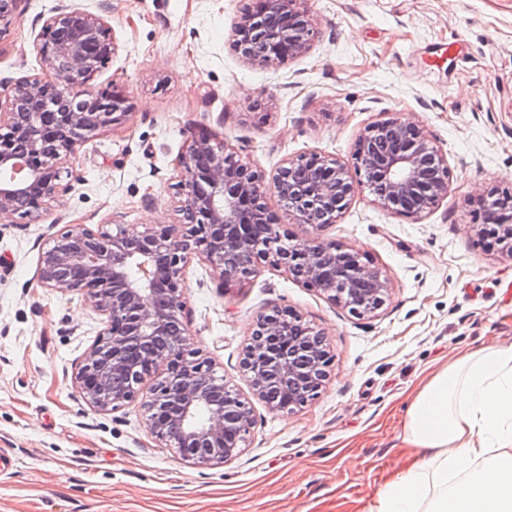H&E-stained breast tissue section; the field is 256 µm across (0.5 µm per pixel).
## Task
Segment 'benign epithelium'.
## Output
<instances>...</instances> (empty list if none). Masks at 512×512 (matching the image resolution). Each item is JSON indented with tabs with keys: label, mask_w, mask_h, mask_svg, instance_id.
<instances>
[{
	"label": "benign epithelium",
	"mask_w": 512,
	"mask_h": 512,
	"mask_svg": "<svg viewBox=\"0 0 512 512\" xmlns=\"http://www.w3.org/2000/svg\"><path fill=\"white\" fill-rule=\"evenodd\" d=\"M300 0H257L242 14L235 47L255 66L305 53L315 30ZM115 52L102 16L61 7L42 26L39 53L55 80L23 77L0 103V221L34 219L70 190L64 162L84 143L121 125L132 103L118 92L91 89L95 73ZM355 182L339 161L311 154L287 160L272 183L236 159L224 142L200 130L179 157L178 187L185 223L116 230L67 227L39 258L43 288L77 292L105 316L98 338L72 374L95 411L110 413L139 399L147 427L160 443L198 467L239 456L254 426L250 402L217 375L215 364L187 345L183 320L185 268L204 257L221 279L241 281L262 261L284 268L356 317L375 314L389 280L362 255L320 238L288 245L265 207L276 193L298 224H332L357 187L375 191L386 210L419 217L448 195L447 159L424 128L394 116L369 126L355 143ZM476 234L512 259V193L492 188L480 200ZM334 355L323 332L291 309L257 317L240 368L253 396L273 413H292L315 398ZM205 420H196L199 411Z\"/></svg>",
	"instance_id": "7a95c632"
}]
</instances>
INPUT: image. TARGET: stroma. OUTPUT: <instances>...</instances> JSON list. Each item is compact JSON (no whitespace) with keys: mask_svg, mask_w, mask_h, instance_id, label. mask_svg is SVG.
Returning a JSON list of instances; mask_svg holds the SVG:
<instances>
[{"mask_svg":"<svg viewBox=\"0 0 512 512\" xmlns=\"http://www.w3.org/2000/svg\"><path fill=\"white\" fill-rule=\"evenodd\" d=\"M249 0H19L0 34V82L48 77L44 22L62 6L102 16L116 45L96 91H122L125 123L70 156L68 193L38 219L0 223V512H367L406 467V411L441 365L488 344L512 346V259L473 226L492 186L512 189V0H306L310 49L260 68L236 51ZM421 124L451 171L448 196L406 217L358 188L336 221L296 224L276 194L282 237L364 254L390 282L371 317L261 263L221 281L193 257L183 316L190 347L249 398L243 453L197 467L156 441L140 402L102 414L71 383L103 327L79 293L42 288L39 256L68 225L180 224L177 162L208 129L264 179L318 153L352 165L368 126ZM288 307L334 355L318 396L294 413L252 398L240 369L257 316Z\"/></svg>","mask_w":512,"mask_h":512,"instance_id":"35a3bbf8","label":"stroma"}]
</instances>
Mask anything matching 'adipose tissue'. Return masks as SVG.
<instances>
[{
	"mask_svg": "<svg viewBox=\"0 0 512 512\" xmlns=\"http://www.w3.org/2000/svg\"><path fill=\"white\" fill-rule=\"evenodd\" d=\"M402 440L421 455L368 512H512V347L437 372L408 408Z\"/></svg>",
	"mask_w": 512,
	"mask_h": 512,
	"instance_id": "ef3b65f1",
	"label": "adipose tissue"
}]
</instances>
